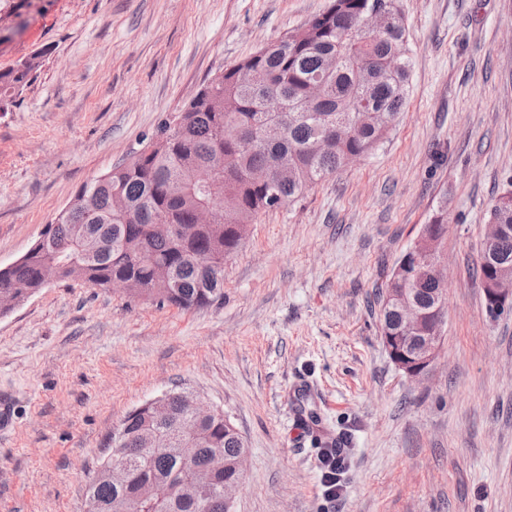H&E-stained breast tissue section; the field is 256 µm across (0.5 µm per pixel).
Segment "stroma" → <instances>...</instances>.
<instances>
[{
	"label": "stroma",
	"mask_w": 512,
	"mask_h": 512,
	"mask_svg": "<svg viewBox=\"0 0 512 512\" xmlns=\"http://www.w3.org/2000/svg\"><path fill=\"white\" fill-rule=\"evenodd\" d=\"M328 0H0V265L214 74ZM403 118L359 162L260 215L204 309L57 281L0 316V512H87L124 416L171 389L223 410L248 457L232 512H512V311L472 277L512 180V0H399ZM448 214L447 321L426 374L381 339L378 293ZM344 444L340 490L322 446ZM40 58L39 55H33L14 68L0 72V112L8 111L20 98L33 75L42 66Z\"/></svg>",
	"instance_id": "obj_1"
}]
</instances>
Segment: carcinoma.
I'll use <instances>...</instances> for the list:
<instances>
[{
  "mask_svg": "<svg viewBox=\"0 0 512 512\" xmlns=\"http://www.w3.org/2000/svg\"><path fill=\"white\" fill-rule=\"evenodd\" d=\"M372 10L387 15L383 31L361 29ZM397 0H330L306 27L271 42L237 65L216 73L181 114L164 120L141 150L82 184L36 241L28 259L0 268V297L17 303L43 288L42 267L53 263L58 280L109 287L133 275L147 285L145 301L182 309L224 298V260L241 244L236 227L262 212L301 200L313 185L364 157L387 137L408 98L411 60ZM336 58V70L324 61ZM42 66L33 55L0 72V112H6ZM345 125L346 138L332 137ZM251 138L249 149L237 135ZM215 169L210 187L193 186L194 169ZM275 177L270 186L253 177ZM231 196L236 206L214 224H198V208ZM496 223L512 226V180L492 205ZM512 265V233L492 251ZM397 288H418L432 301L433 281L422 265ZM169 416L157 421L146 401L130 411L115 440L127 449L108 456L87 485L88 512H229L224 484L240 483L246 444L229 418L198 422L183 392L166 393ZM224 469L197 490L188 480L211 456ZM176 485L163 501L149 497L155 482Z\"/></svg>",
  "mask_w": 512,
  "mask_h": 512,
  "instance_id": "1",
  "label": "carcinoma"
}]
</instances>
